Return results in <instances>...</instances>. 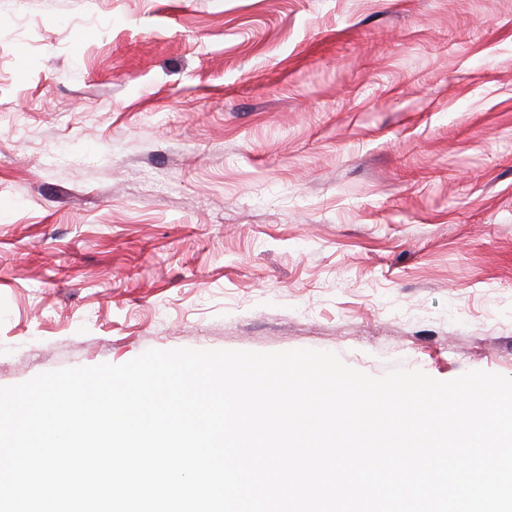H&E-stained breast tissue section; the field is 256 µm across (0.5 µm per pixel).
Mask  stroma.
Returning <instances> with one entry per match:
<instances>
[{
	"mask_svg": "<svg viewBox=\"0 0 512 512\" xmlns=\"http://www.w3.org/2000/svg\"><path fill=\"white\" fill-rule=\"evenodd\" d=\"M0 387L150 349L512 378V0H0Z\"/></svg>",
	"mask_w": 512,
	"mask_h": 512,
	"instance_id": "35a3bbf8",
	"label": "stroma"
}]
</instances>
